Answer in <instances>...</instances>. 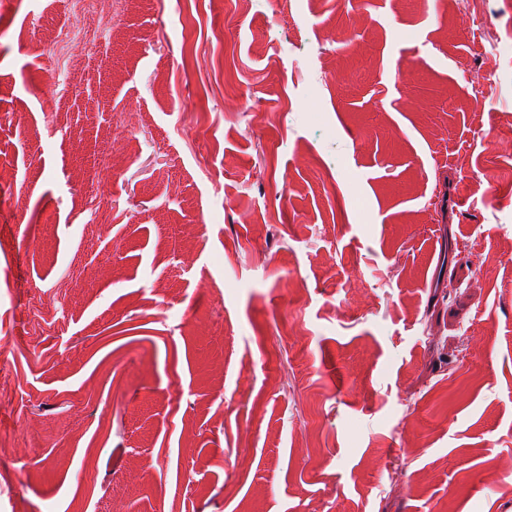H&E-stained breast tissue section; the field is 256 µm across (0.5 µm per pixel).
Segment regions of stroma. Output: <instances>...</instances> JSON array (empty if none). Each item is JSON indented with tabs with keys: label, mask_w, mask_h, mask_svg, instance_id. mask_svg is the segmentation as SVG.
<instances>
[{
	"label": "stroma",
	"mask_w": 512,
	"mask_h": 512,
	"mask_svg": "<svg viewBox=\"0 0 512 512\" xmlns=\"http://www.w3.org/2000/svg\"><path fill=\"white\" fill-rule=\"evenodd\" d=\"M68 2L0 0V512H512V0Z\"/></svg>",
	"instance_id": "stroma-1"
}]
</instances>
